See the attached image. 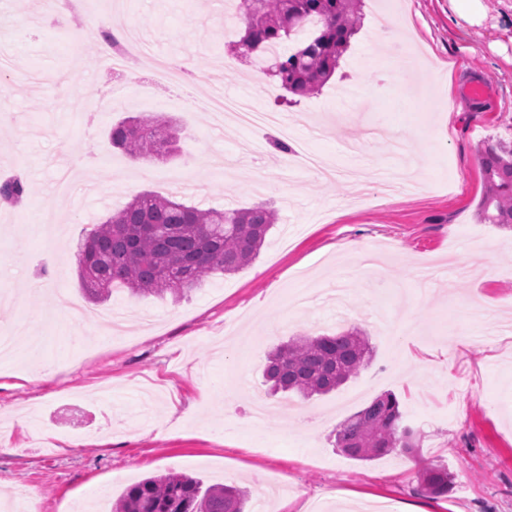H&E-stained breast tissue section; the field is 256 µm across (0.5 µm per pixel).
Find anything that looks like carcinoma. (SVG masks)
<instances>
[{
    "mask_svg": "<svg viewBox=\"0 0 512 512\" xmlns=\"http://www.w3.org/2000/svg\"><path fill=\"white\" fill-rule=\"evenodd\" d=\"M362 0H241L237 22L242 34L231 50L270 56L268 72L288 93L307 97L324 86L339 67L351 38L361 28ZM307 21L317 23L305 41L282 54L273 48L289 41ZM112 146L145 162L162 158L173 141L168 121L146 117L122 121L110 130ZM484 193L478 214L487 224H512V141L479 151ZM29 192L18 176L0 182V201L16 204ZM277 221L266 202L248 208L201 209L177 198L144 191L95 225L77 244V259L95 251L100 259L89 282L77 264L84 290L106 300L121 288L138 297L182 298L212 276L233 274L254 260ZM362 333L299 336L276 346L263 375L273 390L305 398L326 395L356 376L372 359ZM335 445L351 458L370 462L393 451L411 455L417 432L403 424L392 393L374 398L336 429ZM454 474L448 466L422 468L419 489L448 494ZM246 491L226 484L204 485L186 475L167 473L130 485L113 512H244Z\"/></svg>",
    "mask_w": 512,
    "mask_h": 512,
    "instance_id": "obj_1",
    "label": "carcinoma"
}]
</instances>
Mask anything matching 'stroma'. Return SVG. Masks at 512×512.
<instances>
[{
    "mask_svg": "<svg viewBox=\"0 0 512 512\" xmlns=\"http://www.w3.org/2000/svg\"><path fill=\"white\" fill-rule=\"evenodd\" d=\"M482 26L460 32L449 0H364V24L335 75L298 104L253 87L255 107L320 112L292 125L304 145L355 178L310 172L282 177L274 127L217 125L181 90L141 63L115 76L95 39L71 52V28L40 17L37 0L13 7L0 30L9 59L1 75L0 172L23 174L24 210L0 206V334L15 365L0 376V503L30 490L41 512H111L124 490L168 472L244 488L252 512H512V224H484L480 148L512 140V0H485ZM83 18L105 14L138 29L150 51L198 71L203 90L240 97L265 58L225 63L224 0H77ZM405 66L380 67L392 43ZM481 83L485 94L466 92ZM154 116L178 129L177 154L134 169L114 148L112 125ZM194 180L198 207L268 202L278 220L253 262L208 278L187 299L133 298L125 291L90 311H119L127 329L112 348L90 324L50 314L30 285L83 298L76 243L144 190L171 191L174 173ZM65 234H25L39 211ZM358 239L377 267L348 260L338 243ZM346 289L345 306L321 297L295 307L299 283ZM357 329L373 359L335 393L281 407L262 379L267 353L292 336ZM42 337L40 358L30 336ZM258 349L242 353L238 337ZM48 380L28 381L41 360ZM419 431L415 456L370 462L334 446L338 424L383 393ZM267 409L252 425L254 401ZM447 464V495L417 490L422 465Z\"/></svg>",
    "mask_w": 512,
    "mask_h": 512,
    "instance_id": "1",
    "label": "stroma"
}]
</instances>
